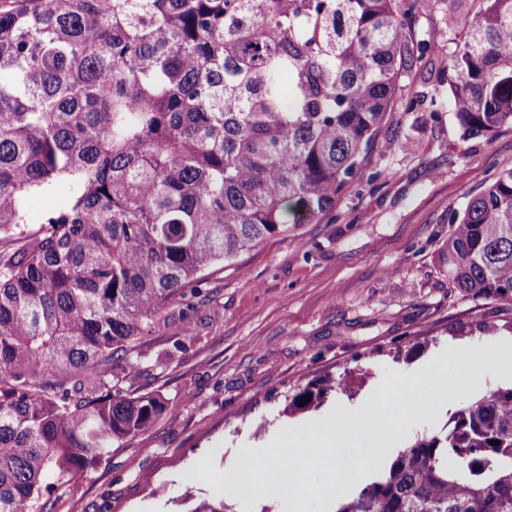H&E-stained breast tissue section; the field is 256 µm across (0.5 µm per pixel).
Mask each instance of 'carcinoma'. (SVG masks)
Masks as SVG:
<instances>
[{
    "label": "carcinoma",
    "mask_w": 512,
    "mask_h": 512,
    "mask_svg": "<svg viewBox=\"0 0 512 512\" xmlns=\"http://www.w3.org/2000/svg\"><path fill=\"white\" fill-rule=\"evenodd\" d=\"M424 0H0V512L51 497L167 410L112 383L204 273L317 223L362 177ZM448 60L466 140L512 126V0ZM45 204L30 228L29 205ZM448 280L512 303V168L448 215ZM336 392L325 378L298 400ZM334 512H512V387L416 436ZM190 512H234L202 498Z\"/></svg>",
    "instance_id": "cac0c4a2"
}]
</instances>
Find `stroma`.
<instances>
[{
	"instance_id": "35a3bbf8",
	"label": "stroma",
	"mask_w": 512,
	"mask_h": 512,
	"mask_svg": "<svg viewBox=\"0 0 512 512\" xmlns=\"http://www.w3.org/2000/svg\"><path fill=\"white\" fill-rule=\"evenodd\" d=\"M419 27L436 48L404 78L361 182L320 223L212 269L199 294L140 338L138 373L114 364L125 393H158L167 411L66 482L54 512H191L202 495L229 498L236 512H288L299 496L305 512H325L323 470L267 494L226 475L260 452L300 464V436L370 405L409 442L512 386V303L465 296L437 261L449 211L512 168V126L465 140L453 113H433L457 31L442 0H426ZM443 361L442 385L431 388L426 371ZM324 377L344 391L284 414L286 395ZM405 400L429 404V417L405 421Z\"/></svg>"
}]
</instances>
